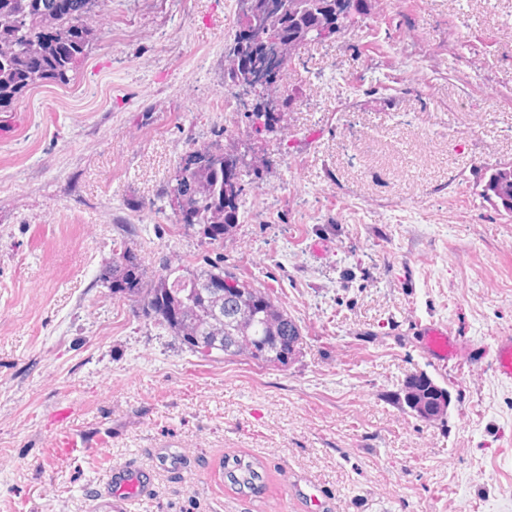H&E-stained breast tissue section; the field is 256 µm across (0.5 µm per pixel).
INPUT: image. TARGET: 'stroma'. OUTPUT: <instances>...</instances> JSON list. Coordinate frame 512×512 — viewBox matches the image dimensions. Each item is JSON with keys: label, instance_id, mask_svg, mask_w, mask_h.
<instances>
[{"label": "stroma", "instance_id": "obj_1", "mask_svg": "<svg viewBox=\"0 0 512 512\" xmlns=\"http://www.w3.org/2000/svg\"><path fill=\"white\" fill-rule=\"evenodd\" d=\"M235 26V0H106L69 84L0 112V512H116L125 466L145 484L125 512H512V383L491 364L512 218L479 186L512 165V0H378L289 68L288 132L223 250L300 325L283 369L198 358L98 279L117 242L151 275L209 253L161 188L247 128L224 109ZM431 320L467 347L444 366ZM420 372L443 418L405 406ZM227 455L262 463L260 496L232 490ZM308 478L316 508L288 492Z\"/></svg>", "mask_w": 512, "mask_h": 512}]
</instances>
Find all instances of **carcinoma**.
Returning a JSON list of instances; mask_svg holds the SVG:
<instances>
[{
	"label": "carcinoma",
	"instance_id": "cac0c4a2",
	"mask_svg": "<svg viewBox=\"0 0 512 512\" xmlns=\"http://www.w3.org/2000/svg\"><path fill=\"white\" fill-rule=\"evenodd\" d=\"M57 0H0V112L12 108L22 93L53 81L65 84L69 73L84 61L93 35L94 8L101 0H86L87 17L83 36L73 40L76 26L56 9ZM252 21L264 44L256 58L257 74L277 59L288 68L292 58L286 47L307 45L313 31L324 20L351 25L371 14L372 0H258ZM248 81L234 65L224 67V87L238 98L239 86ZM251 134L224 135L216 132L214 143L187 151L174 175L163 186L174 225L195 229L206 244L220 248L224 238L239 224V202L245 178L256 175L249 169ZM481 197L496 211L512 216V165H490L480 177ZM189 219L179 224V217ZM98 279L112 283V291L149 303L146 315L168 330L190 352L208 359L243 354L257 364L282 369L295 356L302 341L301 327L266 291L246 277L224 267V255L205 257L183 267L162 266L148 277L130 251H112V262ZM224 281V294L211 298L212 285ZM224 320V331L213 333L215 314ZM406 386L418 388V405L437 399L426 374L411 376ZM222 469L230 485L240 494H254L266 487L262 464L239 456L224 458Z\"/></svg>",
	"mask_w": 512,
	"mask_h": 512
}]
</instances>
